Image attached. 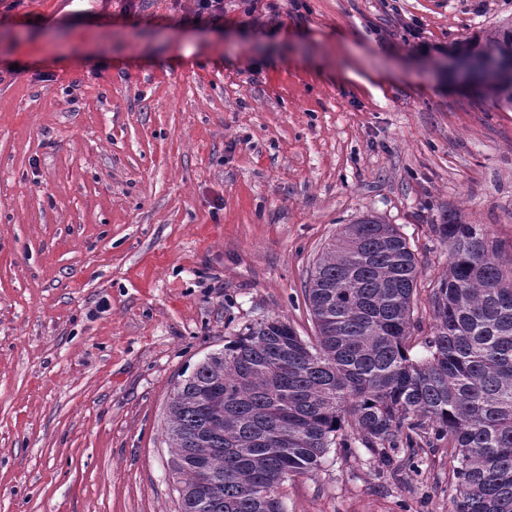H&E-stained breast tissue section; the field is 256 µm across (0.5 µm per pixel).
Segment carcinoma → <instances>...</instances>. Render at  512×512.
I'll return each mask as SVG.
<instances>
[{
	"mask_svg": "<svg viewBox=\"0 0 512 512\" xmlns=\"http://www.w3.org/2000/svg\"><path fill=\"white\" fill-rule=\"evenodd\" d=\"M480 58L512 59V29ZM512 108V79L480 84ZM448 273L426 355L410 336L418 260L392 224L345 225L316 261L305 303L316 336L267 317L242 327L174 388L166 428L179 512H284L281 474L308 476L349 424L378 460L448 441L452 512H512V265L478 224L435 226Z\"/></svg>",
	"mask_w": 512,
	"mask_h": 512,
	"instance_id": "1",
	"label": "carcinoma"
}]
</instances>
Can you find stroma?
Segmentation results:
<instances>
[{"mask_svg": "<svg viewBox=\"0 0 512 512\" xmlns=\"http://www.w3.org/2000/svg\"><path fill=\"white\" fill-rule=\"evenodd\" d=\"M0 0V512H178L165 440L183 373L250 322L315 334L304 288L344 225L512 260V110L449 58L512 0ZM285 512H449L447 444L379 463L353 429Z\"/></svg>", "mask_w": 512, "mask_h": 512, "instance_id": "1", "label": "stroma"}]
</instances>
